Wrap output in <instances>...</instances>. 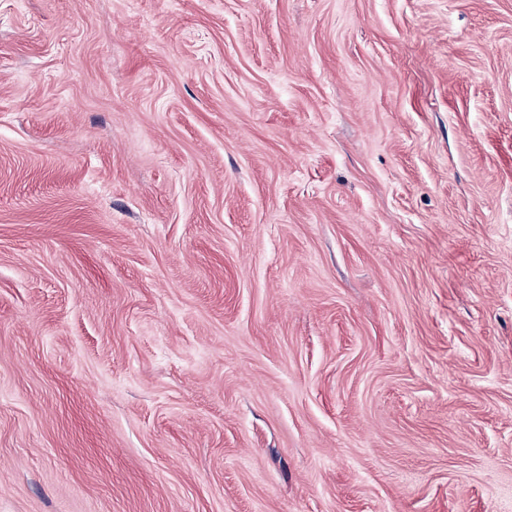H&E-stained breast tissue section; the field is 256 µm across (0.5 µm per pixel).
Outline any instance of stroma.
Masks as SVG:
<instances>
[{"instance_id":"35a3bbf8","label":"stroma","mask_w":512,"mask_h":512,"mask_svg":"<svg viewBox=\"0 0 512 512\" xmlns=\"http://www.w3.org/2000/svg\"><path fill=\"white\" fill-rule=\"evenodd\" d=\"M0 512H512V0H0Z\"/></svg>"}]
</instances>
